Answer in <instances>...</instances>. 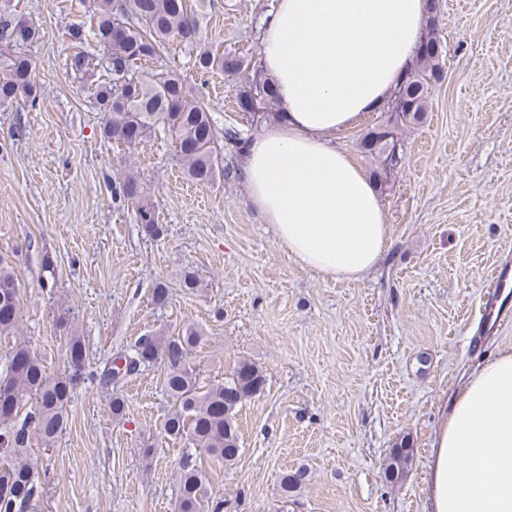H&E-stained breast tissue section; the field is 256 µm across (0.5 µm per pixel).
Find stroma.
Listing matches in <instances>:
<instances>
[{"label":"stroma","instance_id":"35a3bbf8","mask_svg":"<svg viewBox=\"0 0 512 512\" xmlns=\"http://www.w3.org/2000/svg\"><path fill=\"white\" fill-rule=\"evenodd\" d=\"M37 27L29 48L41 103L0 108V266L19 285V320L0 335V370L26 344L52 375L68 372L70 337L87 371L145 335L201 329L192 357L202 384L239 360L266 375L237 415L230 467L198 455L223 512H425L424 476L436 422L461 376L512 350V317L481 322L491 268L512 265V0H438L447 49L424 124L401 131L404 158L379 194L392 245L355 282L323 280L277 245L248 203L241 155L231 178L188 180L171 141L129 149L105 140L90 82L71 72L68 27L84 0H12ZM195 46L179 42L145 64L199 87L217 130L260 125L237 105L238 83L197 75L193 48L258 58L275 0H191ZM136 175L164 232L151 238L112 185ZM201 286H183L185 273ZM169 291L154 305L157 285ZM125 408L113 416L111 400ZM174 403L156 364L112 387L74 389L68 424L27 455L44 488L38 512H175L183 441L163 424ZM413 450L396 482L383 468L396 444ZM150 455H143V448ZM304 471L281 498V473Z\"/></svg>","mask_w":512,"mask_h":512}]
</instances>
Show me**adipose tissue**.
<instances>
[{
    "label": "adipose tissue",
    "instance_id": "ef3b65f1",
    "mask_svg": "<svg viewBox=\"0 0 512 512\" xmlns=\"http://www.w3.org/2000/svg\"><path fill=\"white\" fill-rule=\"evenodd\" d=\"M426 0H278L260 64L282 118L242 150L248 201L322 279L360 280L391 245L375 184L332 143L415 63ZM426 512H512V351L465 376L436 425Z\"/></svg>",
    "mask_w": 512,
    "mask_h": 512
}]
</instances>
